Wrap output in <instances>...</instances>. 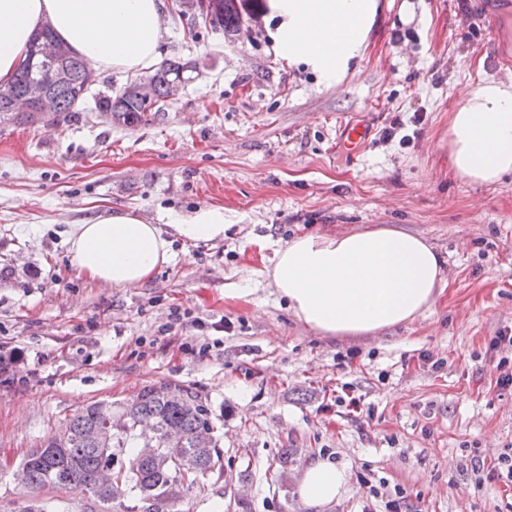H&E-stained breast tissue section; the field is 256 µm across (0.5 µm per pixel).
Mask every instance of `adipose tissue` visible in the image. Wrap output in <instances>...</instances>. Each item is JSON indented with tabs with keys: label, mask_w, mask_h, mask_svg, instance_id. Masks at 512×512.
Returning <instances> with one entry per match:
<instances>
[{
	"label": "adipose tissue",
	"mask_w": 512,
	"mask_h": 512,
	"mask_svg": "<svg viewBox=\"0 0 512 512\" xmlns=\"http://www.w3.org/2000/svg\"><path fill=\"white\" fill-rule=\"evenodd\" d=\"M162 0H0V85L8 84L31 36L49 26L75 54L100 70L138 71L156 64L165 34ZM377 0H266L273 50L303 65L323 85L343 83L361 57ZM454 174L490 185L512 173V84L485 80L463 90L448 125ZM193 241L224 234L223 209L203 205L172 213L166 225L135 210L97 216L66 232L71 262L86 278L136 288L173 256L172 236ZM444 261L419 235L387 226L304 234L281 245L268 272L288 309L325 336H374L423 315L445 284ZM347 471L316 460L299 475L300 501L317 512L348 490Z\"/></svg>",
	"instance_id": "ef3b65f1"
}]
</instances>
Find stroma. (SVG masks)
<instances>
[{"label": "stroma", "instance_id": "35a3bbf8", "mask_svg": "<svg viewBox=\"0 0 512 512\" xmlns=\"http://www.w3.org/2000/svg\"><path fill=\"white\" fill-rule=\"evenodd\" d=\"M164 25L162 59L193 67L165 111L99 112L135 78L106 70L79 117L0 124V351L24 355L0 372V512H21L16 467L75 410L117 412L160 384L199 396L223 454L179 512H307L294 478L325 456L350 490L324 512H383L399 490L407 512H512V485L475 481L512 453V346H490L512 330V175L448 172L458 92L512 73V34L490 31L484 0H378L355 73L328 88L276 57L264 23L231 38L191 11ZM344 122L372 129L356 152L338 145ZM203 204L223 208V236L175 238L140 287L70 261V225ZM377 226L443 258L432 309L367 337L301 323L267 277L276 249Z\"/></svg>", "mask_w": 512, "mask_h": 512}]
</instances>
